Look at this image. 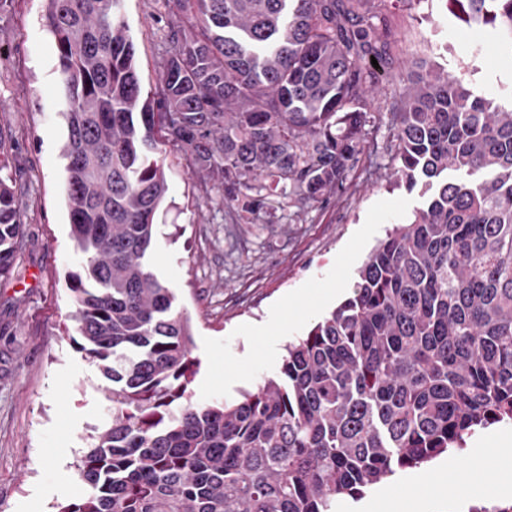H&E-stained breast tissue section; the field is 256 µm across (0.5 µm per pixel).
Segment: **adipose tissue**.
<instances>
[{
	"mask_svg": "<svg viewBox=\"0 0 512 512\" xmlns=\"http://www.w3.org/2000/svg\"><path fill=\"white\" fill-rule=\"evenodd\" d=\"M480 475V468L461 467L458 459L452 457L434 469L427 498L390 495L370 503L368 512H456L461 503L449 493V483L473 484L479 481Z\"/></svg>",
	"mask_w": 512,
	"mask_h": 512,
	"instance_id": "1",
	"label": "adipose tissue"
}]
</instances>
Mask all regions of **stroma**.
<instances>
[{
	"instance_id": "stroma-1",
	"label": "stroma",
	"mask_w": 512,
	"mask_h": 512,
	"mask_svg": "<svg viewBox=\"0 0 512 512\" xmlns=\"http://www.w3.org/2000/svg\"><path fill=\"white\" fill-rule=\"evenodd\" d=\"M46 0H15L0 15V128L12 131L9 178L25 225L13 276L0 279V512H57L89 489L77 461L112 420L110 383L71 340L68 276L81 271L71 233L63 147L67 122ZM143 93L159 88L166 18L161 0H122ZM395 65L437 64L502 103L512 57L496 36L454 19L443 0H396ZM167 200L155 217L152 269L192 324V402L232 404L281 360L251 342L253 324L278 314L280 346L306 335L346 299L368 254L419 193L390 183V161L361 159L343 195L276 224H239L235 208L207 200L182 149L161 147Z\"/></svg>"
}]
</instances>
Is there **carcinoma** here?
<instances>
[{"instance_id":"obj_1","label":"carcinoma","mask_w":512,"mask_h":512,"mask_svg":"<svg viewBox=\"0 0 512 512\" xmlns=\"http://www.w3.org/2000/svg\"><path fill=\"white\" fill-rule=\"evenodd\" d=\"M121 0H48L64 86L76 346L112 383V421L59 512H336L344 497L512 423V108L439 67L397 71L389 0H163L161 88L143 96ZM512 53V0H444ZM379 67H373L371 59ZM390 77L385 106L368 88ZM422 205L350 295L231 405L183 402L189 319L151 269L164 142L237 221L344 193L375 113ZM24 237L0 176V277Z\"/></svg>"}]
</instances>
